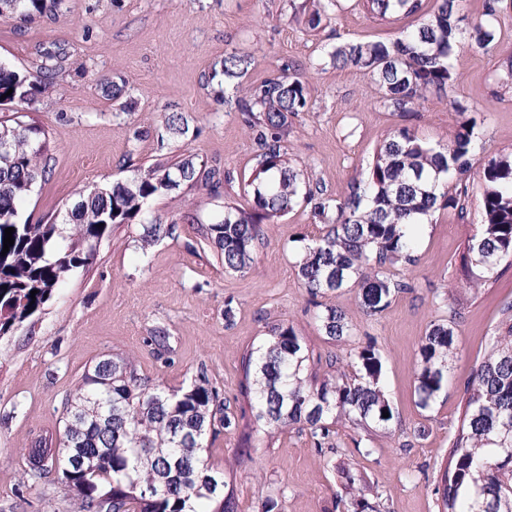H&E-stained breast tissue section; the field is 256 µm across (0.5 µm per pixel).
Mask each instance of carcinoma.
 Listing matches in <instances>:
<instances>
[{"label":"carcinoma","mask_w":512,"mask_h":512,"mask_svg":"<svg viewBox=\"0 0 512 512\" xmlns=\"http://www.w3.org/2000/svg\"><path fill=\"white\" fill-rule=\"evenodd\" d=\"M362 0L365 12L385 23L396 14L418 16L412 30L390 40L343 42L331 56L338 67H351L376 79L380 104L398 113L418 112L427 94L457 80L452 56L464 32L458 20L459 0ZM61 0H0V13L23 22L54 14ZM500 0H485L487 21L473 27L471 38L486 48L495 41L491 19ZM338 0H318L306 24L315 30L336 19ZM251 54L224 55V81L244 78ZM61 69V57L48 50L34 72L0 64V101L16 109L34 106ZM239 112L260 147L256 167L244 192L247 208L224 203V216L206 228L205 240L227 273H243L255 261L262 225L275 224L300 200L313 203L325 232L306 247L297 276L311 297L335 293L350 282L359 287L358 301L369 317L381 315L411 282L396 280L385 266L415 263V239L402 225L417 215L432 222L451 209L466 214L469 188L465 175L475 151L473 119L465 120L453 140L430 144L401 127L378 146L369 172L352 179L348 194L332 202L303 190L302 174L291 163L284 137L288 117L308 107L307 88L292 64L280 73L252 83L244 96L221 97ZM165 135L184 137L188 118L168 112ZM0 251L5 229L15 228L13 246L0 255V338L41 313L69 274L87 266L95 247L114 224L142 225V249L171 237L177 224L151 214L152 197L195 186L200 170L191 158L139 168L125 182L95 185L78 193L63 214L46 223L22 219V207L38 180L49 171L46 131L16 117L0 118ZM482 224L468 245V272L492 274L512 260V158L491 159L483 169ZM37 294H31V291ZM333 341L351 336L352 328L336 308L317 314ZM456 350L453 320L430 325L420 346L417 375L419 405L427 408L441 392L448 360ZM354 372H339L319 383L304 374L307 356L294 328L284 322L256 358L248 359L255 421L279 429L305 426L314 447L334 449L333 426L340 419L354 425L371 421L388 427L395 419L381 378L383 363L372 346L353 355ZM461 425L451 440L448 463L435 488L438 512H512V304L503 310L491 348L464 387ZM64 426L57 447L38 442L29 448V475L55 472L73 492L75 512H236L224 492V471L204 457L208 431L237 427L234 414L219 398L205 370L190 387L170 393L149 385L134 361L110 354L99 359L63 402ZM389 417H382V412Z\"/></svg>","instance_id":"carcinoma-1"}]
</instances>
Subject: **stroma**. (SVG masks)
Returning a JSON list of instances; mask_svg holds the SVG:
<instances>
[{"mask_svg":"<svg viewBox=\"0 0 512 512\" xmlns=\"http://www.w3.org/2000/svg\"><path fill=\"white\" fill-rule=\"evenodd\" d=\"M341 5L337 21L315 31L294 19L290 0H62L55 16L31 23L0 15V64L32 72L45 50L65 55L54 83L25 112L27 122L46 129L51 161L23 218L47 219L80 190L126 180L161 158L190 155L216 178L234 176L226 194L183 186L154 196L150 208L176 224L173 237L144 253L140 225L113 226L93 263L54 292L35 326L0 340V512H73L71 493L56 474L27 482L25 454L36 441L56 440L66 395L109 353L130 357L150 383L174 390L207 372L238 421L235 430L207 439L209 460L223 469L237 512H349L351 496L338 469L351 461L367 477L366 496L379 512H438L435 489L463 414L464 387L490 348L503 307L512 303V266L499 265L478 285L465 268L467 245L482 220L483 168L512 154V91L499 86L512 64V0L500 2L496 41L458 49L455 85L429 94L419 112L405 117L380 105L370 76L336 67L329 54L340 42L395 38L417 17L380 24L358 0ZM234 48L254 57L251 83L278 74L284 60L299 65L308 109L290 117L285 146L308 188L329 199H343L351 180L367 175L376 148L396 129L446 143L464 118L476 121L481 148L466 175V220L436 213L417 240L415 265L392 269L414 282V292L398 295L380 316L363 314L353 283L321 297L351 323L353 334L344 341L324 334L297 277L304 246L323 232L310 205L299 203L265 225L246 273H225L203 242L204 226L224 213L225 195L240 196L256 166L251 131L218 101L224 54ZM107 81L122 86L120 100L104 94ZM167 112L189 116L187 137H163ZM138 129L147 137L134 139ZM452 309L456 351L435 404L423 410L415 395L419 347L430 324ZM282 321L294 327L309 368L322 378L335 375L334 361L374 345L395 412L391 427L338 422L330 453L318 451L303 426L277 431L255 424L244 359ZM158 327L169 335L165 361L147 341ZM359 443L369 455H357ZM269 501L274 510L266 509Z\"/></svg>","mask_w":512,"mask_h":512,"instance_id":"1","label":"stroma"}]
</instances>
